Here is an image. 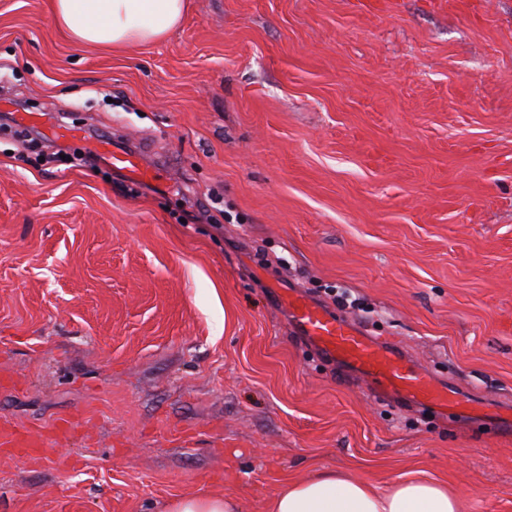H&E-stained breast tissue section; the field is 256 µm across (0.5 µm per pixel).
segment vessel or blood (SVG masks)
<instances>
[{
	"label": "vessel or blood",
	"mask_w": 512,
	"mask_h": 512,
	"mask_svg": "<svg viewBox=\"0 0 512 512\" xmlns=\"http://www.w3.org/2000/svg\"><path fill=\"white\" fill-rule=\"evenodd\" d=\"M105 158L115 171L135 173L144 180L149 177L148 168L140 164L137 153L129 147L114 148ZM281 296L292 331L352 368L369 392L437 409L460 410L467 406L463 392H449L396 343L365 335L359 327L336 318L298 290L282 289Z\"/></svg>",
	"instance_id": "1"
}]
</instances>
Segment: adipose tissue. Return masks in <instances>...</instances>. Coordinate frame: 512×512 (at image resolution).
<instances>
[{
  "mask_svg": "<svg viewBox=\"0 0 512 512\" xmlns=\"http://www.w3.org/2000/svg\"><path fill=\"white\" fill-rule=\"evenodd\" d=\"M55 23L78 45L140 47L178 26L186 0H51ZM269 512H463L462 502L440 482L417 476L379 490L370 480L323 471L288 484Z\"/></svg>",
  "mask_w": 512,
  "mask_h": 512,
  "instance_id": "ef3b65f1",
  "label": "adipose tissue"
}]
</instances>
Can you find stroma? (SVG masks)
<instances>
[{
  "label": "stroma",
  "instance_id": "obj_1",
  "mask_svg": "<svg viewBox=\"0 0 512 512\" xmlns=\"http://www.w3.org/2000/svg\"><path fill=\"white\" fill-rule=\"evenodd\" d=\"M0 512H267L322 470L423 472L512 512V438L368 394L290 286L512 408V0H189L162 41L75 45L0 0ZM85 138L58 139L56 124ZM160 158L114 173V137ZM166 512H241V502L223 495H198L175 499Z\"/></svg>",
  "mask_w": 512,
  "mask_h": 512
}]
</instances>
